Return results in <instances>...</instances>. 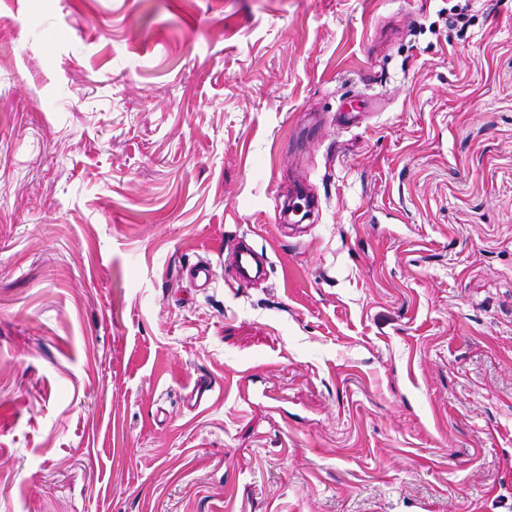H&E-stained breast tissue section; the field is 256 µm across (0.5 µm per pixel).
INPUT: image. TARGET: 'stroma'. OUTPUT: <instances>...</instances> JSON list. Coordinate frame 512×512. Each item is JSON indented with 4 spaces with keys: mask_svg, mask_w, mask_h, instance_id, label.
<instances>
[{
    "mask_svg": "<svg viewBox=\"0 0 512 512\" xmlns=\"http://www.w3.org/2000/svg\"><path fill=\"white\" fill-rule=\"evenodd\" d=\"M0 512H512V0H0ZM241 246L238 250V259L236 263V278L239 285H249L255 278L253 272L257 269V273L262 266V256L255 252L248 244L240 242Z\"/></svg>",
    "mask_w": 512,
    "mask_h": 512,
    "instance_id": "obj_1",
    "label": "stroma"
}]
</instances>
